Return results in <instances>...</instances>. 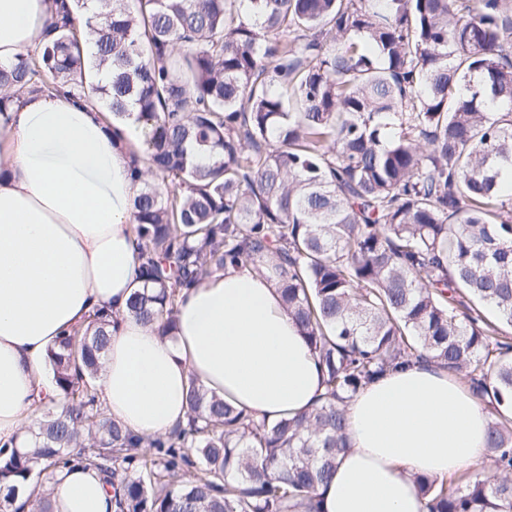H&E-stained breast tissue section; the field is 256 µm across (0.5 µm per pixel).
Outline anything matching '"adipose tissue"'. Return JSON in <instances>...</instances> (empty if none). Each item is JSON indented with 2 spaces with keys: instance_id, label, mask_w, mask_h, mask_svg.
I'll return each instance as SVG.
<instances>
[{
  "instance_id": "obj_1",
  "label": "adipose tissue",
  "mask_w": 512,
  "mask_h": 512,
  "mask_svg": "<svg viewBox=\"0 0 512 512\" xmlns=\"http://www.w3.org/2000/svg\"><path fill=\"white\" fill-rule=\"evenodd\" d=\"M48 0H0V64L40 47ZM141 125L29 94L0 114V441L57 404L49 350L91 320L112 322L96 388L113 418L154 436L186 424L198 384L273 423L317 405L325 376L268 276L230 269L183 291L161 335L128 311L143 286L133 245L131 153ZM350 448L318 490L321 512H423L418 474L445 481L484 458L490 409L448 370L415 363L347 405ZM53 512H113L96 470L57 472Z\"/></svg>"
}]
</instances>
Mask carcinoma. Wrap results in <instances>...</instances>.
Instances as JSON below:
<instances>
[{"mask_svg":"<svg viewBox=\"0 0 512 512\" xmlns=\"http://www.w3.org/2000/svg\"><path fill=\"white\" fill-rule=\"evenodd\" d=\"M241 2L72 0L0 65V113L61 85L117 119L134 106L164 188L143 180L134 200L148 288L130 312L165 333L181 290L271 273L326 392L269 425L193 380L187 425L136 437L94 391L96 319L50 351L62 410L30 446L0 445V512H53L44 495L9 507L78 465L117 512H320L347 400L418 361L490 399L496 471L415 477L427 512H512V0ZM90 3L104 22L83 33L67 15Z\"/></svg>","mask_w":512,"mask_h":512,"instance_id":"carcinoma-1","label":"carcinoma"}]
</instances>
